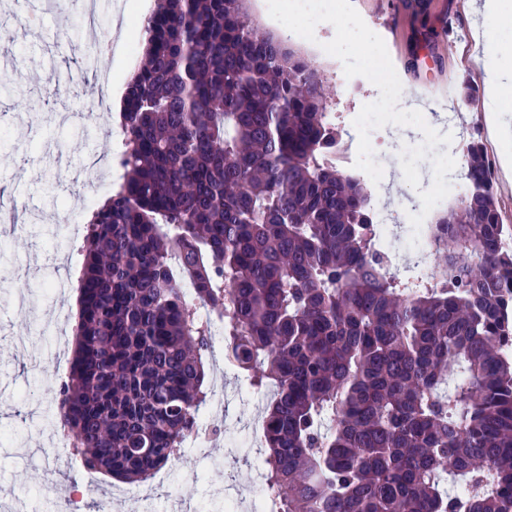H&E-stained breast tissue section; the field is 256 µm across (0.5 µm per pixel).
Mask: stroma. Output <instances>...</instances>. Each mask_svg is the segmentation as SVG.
I'll list each match as a JSON object with an SVG mask.
<instances>
[{
    "label": "stroma",
    "instance_id": "1",
    "mask_svg": "<svg viewBox=\"0 0 512 512\" xmlns=\"http://www.w3.org/2000/svg\"><path fill=\"white\" fill-rule=\"evenodd\" d=\"M482 2L463 6L458 0H432L430 6L433 27L451 21L482 40L483 50L474 59L469 43L454 38L443 39L436 53L412 50L411 17L400 0H352L365 24L383 39L402 83V100L417 108L421 89L453 79L458 124L469 128L496 120L495 144L503 153L512 151V95L489 98L486 84L512 77V59L490 56L496 44L512 42V26L486 18ZM19 9L18 0H0V42L29 61L25 86L0 92V183L9 188L0 194V204L17 206L15 222L0 223V506L10 512H68L66 500L82 483V466L63 467L52 454L32 466L12 446L43 444L57 432L55 391L61 379L54 373L55 334L74 338L82 262V243L64 241L61 217L68 211L77 223L87 224L91 211L123 181L124 171L114 162L121 98L105 94L94 73L108 72L114 82L125 83L138 63L142 35L127 30L92 70L86 65L88 29L81 0L65 13L40 0L36 20L25 28L13 22ZM100 98L107 110L94 129L54 119L58 110L75 114ZM390 140L392 151L379 154L378 162L382 181L393 192L381 200L398 214L405 197L431 186L433 167L430 160L420 162V185L412 187L400 153L422 143L423 134L395 125ZM205 382L209 389H224V431L202 451L183 454L169 472V494L157 496L151 512H171L180 498L193 512H222L215 489L227 476L247 492L258 490L241 449L230 447L229 439L262 415L264 405L239 397L236 378L224 373L223 347L208 355ZM191 469L203 473V480L184 481L183 471Z\"/></svg>",
    "mask_w": 512,
    "mask_h": 512
}]
</instances>
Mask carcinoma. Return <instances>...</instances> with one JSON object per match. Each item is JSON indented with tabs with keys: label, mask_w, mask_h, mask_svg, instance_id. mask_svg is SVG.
<instances>
[{
	"label": "carcinoma",
	"mask_w": 512,
	"mask_h": 512,
	"mask_svg": "<svg viewBox=\"0 0 512 512\" xmlns=\"http://www.w3.org/2000/svg\"><path fill=\"white\" fill-rule=\"evenodd\" d=\"M437 46L430 0H402ZM121 106L123 183L90 214L57 420L85 468L165 466L206 402L209 328L275 389L267 512H512V249L481 140L442 216L431 285L378 243L333 155L321 70L248 0H157ZM472 489L463 498L452 488Z\"/></svg>",
	"instance_id": "cac0c4a2"
}]
</instances>
